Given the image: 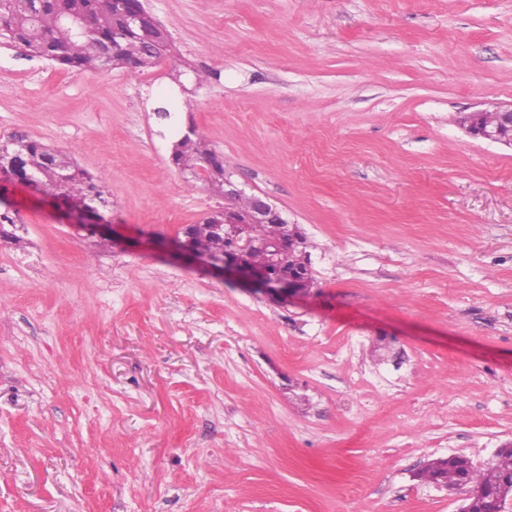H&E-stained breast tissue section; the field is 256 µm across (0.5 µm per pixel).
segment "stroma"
Listing matches in <instances>:
<instances>
[{
    "instance_id": "stroma-1",
    "label": "stroma",
    "mask_w": 512,
    "mask_h": 512,
    "mask_svg": "<svg viewBox=\"0 0 512 512\" xmlns=\"http://www.w3.org/2000/svg\"><path fill=\"white\" fill-rule=\"evenodd\" d=\"M144 4L145 72L0 46V137L73 158L118 238L0 183V512H459L414 474L512 443V148L459 123L512 102V0ZM189 125L304 232V299L168 260L224 206L170 162ZM6 201L0 199V241L8 243H20L22 237L17 234L21 225L17 224L16 212L5 208Z\"/></svg>"
}]
</instances>
